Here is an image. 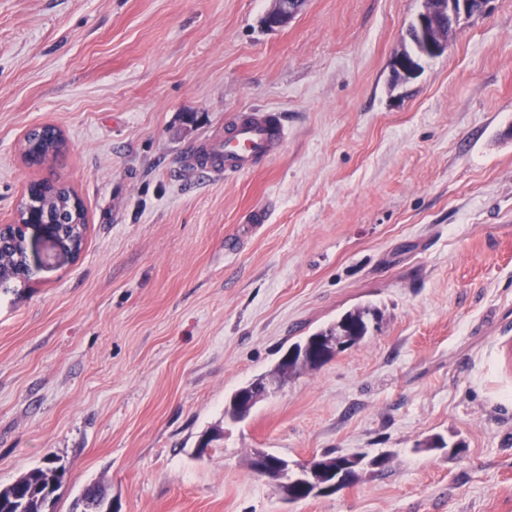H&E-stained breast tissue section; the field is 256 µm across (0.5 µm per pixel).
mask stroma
I'll list each match as a JSON object with an SVG mask.
<instances>
[{
  "label": "stroma",
  "instance_id": "stroma-1",
  "mask_svg": "<svg viewBox=\"0 0 512 512\" xmlns=\"http://www.w3.org/2000/svg\"><path fill=\"white\" fill-rule=\"evenodd\" d=\"M0 0V225L73 189L72 259L0 287V486L55 455L54 512H512V0L395 81L423 0ZM288 141L213 180L190 158L245 109ZM52 125L40 167L25 133ZM357 307L366 338L244 420L231 395ZM443 447L426 449L433 437ZM387 456L285 500L255 451ZM303 0H273L272 7L265 13L261 23L267 30L286 27L299 13L297 3ZM65 141L56 128L45 125L32 128L24 138L22 153L30 159L44 163L45 158H57L63 151ZM82 499L88 501L92 508V511L88 512H112V500L108 497L106 490L99 484H93L84 489L78 500L79 506Z\"/></svg>",
  "mask_w": 512,
  "mask_h": 512
}]
</instances>
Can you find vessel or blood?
Wrapping results in <instances>:
<instances>
[{
    "mask_svg": "<svg viewBox=\"0 0 512 512\" xmlns=\"http://www.w3.org/2000/svg\"><path fill=\"white\" fill-rule=\"evenodd\" d=\"M287 137L278 113L249 110L225 132L219 148L206 153L203 167L218 180L252 171L259 161L279 150Z\"/></svg>",
    "mask_w": 512,
    "mask_h": 512,
    "instance_id": "1",
    "label": "vessel or blood"
}]
</instances>
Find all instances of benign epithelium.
Instances as JSON below:
<instances>
[{
    "mask_svg": "<svg viewBox=\"0 0 512 512\" xmlns=\"http://www.w3.org/2000/svg\"><path fill=\"white\" fill-rule=\"evenodd\" d=\"M300 0H273L272 7L265 13L261 23L268 30H277L287 26L299 13L297 3ZM491 0H425L423 10L409 25L412 37L421 45L420 55L414 56L403 49L393 59L395 77L406 82L415 78L421 71V61L431 55L444 54L454 41L458 23L463 16L483 15L487 12ZM25 247L35 246L46 241L53 250L71 258L77 256L74 249L65 240L63 231L48 221H39L27 216V223L21 225ZM256 459L265 463L256 474L272 483H299L315 487L317 492H328L330 486L319 483L320 468L309 459L302 463L291 464L279 456H270L264 451L256 453Z\"/></svg>",
    "mask_w": 512,
    "mask_h": 512,
    "instance_id": "1",
    "label": "benign epithelium"
}]
</instances>
